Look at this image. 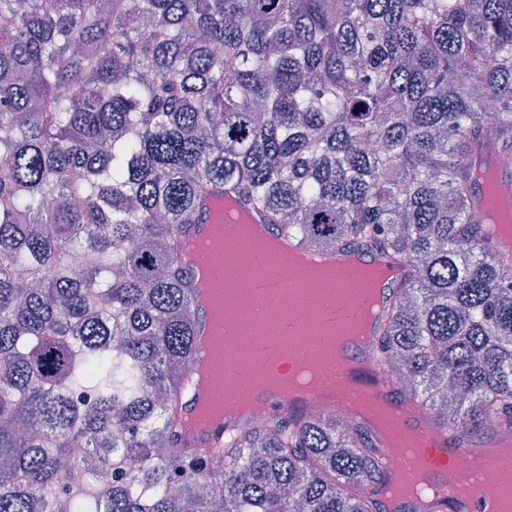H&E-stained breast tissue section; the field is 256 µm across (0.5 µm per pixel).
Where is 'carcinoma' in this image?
I'll return each mask as SVG.
<instances>
[{"label":"carcinoma","instance_id":"obj_1","mask_svg":"<svg viewBox=\"0 0 512 512\" xmlns=\"http://www.w3.org/2000/svg\"><path fill=\"white\" fill-rule=\"evenodd\" d=\"M488 142L508 165L512 0H0V512H383L360 422L178 445L180 239L226 190L304 246L407 264L382 371L460 437L512 430Z\"/></svg>","mask_w":512,"mask_h":512}]
</instances>
